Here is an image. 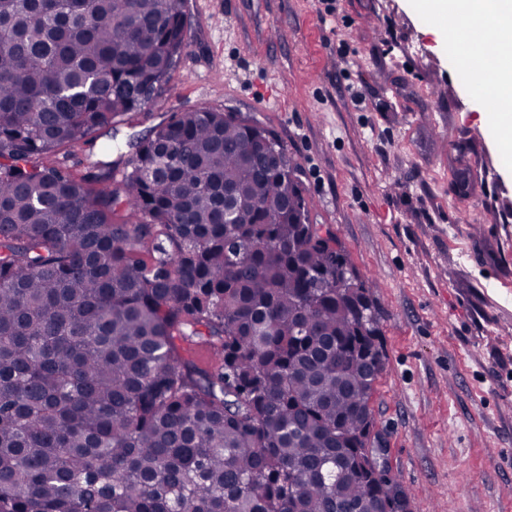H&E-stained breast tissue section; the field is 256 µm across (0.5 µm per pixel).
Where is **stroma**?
<instances>
[{"label":"stroma","instance_id":"35a3bbf8","mask_svg":"<svg viewBox=\"0 0 512 512\" xmlns=\"http://www.w3.org/2000/svg\"><path fill=\"white\" fill-rule=\"evenodd\" d=\"M335 4L325 21L317 0H186L168 84L68 163L201 107L269 131L377 298L375 429L414 512H512V170L492 106L410 0Z\"/></svg>","mask_w":512,"mask_h":512}]
</instances>
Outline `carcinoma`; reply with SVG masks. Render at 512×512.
<instances>
[{"label":"carcinoma","instance_id":"carcinoma-1","mask_svg":"<svg viewBox=\"0 0 512 512\" xmlns=\"http://www.w3.org/2000/svg\"><path fill=\"white\" fill-rule=\"evenodd\" d=\"M187 33L186 0H0V512H411L360 453L375 299L284 146L202 107L117 181L59 158L149 105Z\"/></svg>","mask_w":512,"mask_h":512}]
</instances>
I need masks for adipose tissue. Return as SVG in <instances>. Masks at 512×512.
Instances as JSON below:
<instances>
[{"label":"adipose tissue","instance_id":"1","mask_svg":"<svg viewBox=\"0 0 512 512\" xmlns=\"http://www.w3.org/2000/svg\"><path fill=\"white\" fill-rule=\"evenodd\" d=\"M413 9L435 28L445 19H462L461 33L449 36L457 62L479 60L471 72L495 107L491 127L504 152L512 151V0H412Z\"/></svg>","mask_w":512,"mask_h":512}]
</instances>
